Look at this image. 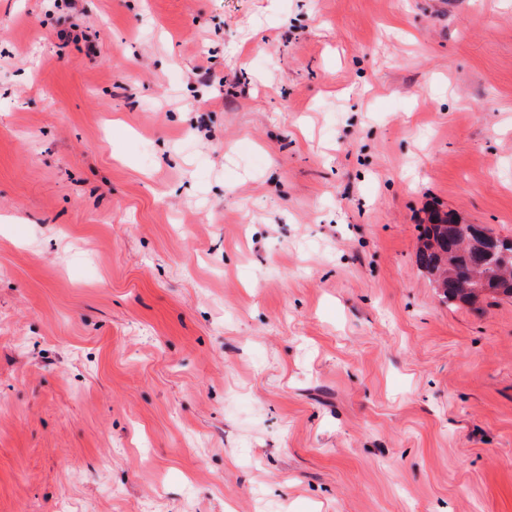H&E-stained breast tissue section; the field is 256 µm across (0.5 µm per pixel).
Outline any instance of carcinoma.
Returning <instances> with one entry per match:
<instances>
[{
  "mask_svg": "<svg viewBox=\"0 0 512 512\" xmlns=\"http://www.w3.org/2000/svg\"><path fill=\"white\" fill-rule=\"evenodd\" d=\"M453 223L448 213L432 215L416 252V263L427 271L440 301L451 307L481 298H512V238H498V251L511 257L502 268L496 261L483 263L471 252L452 248L448 225Z\"/></svg>",
  "mask_w": 512,
  "mask_h": 512,
  "instance_id": "cac0c4a2",
  "label": "carcinoma"
}]
</instances>
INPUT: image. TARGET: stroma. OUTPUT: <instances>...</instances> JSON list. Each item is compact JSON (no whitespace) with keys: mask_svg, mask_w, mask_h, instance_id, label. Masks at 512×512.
Instances as JSON below:
<instances>
[{"mask_svg":"<svg viewBox=\"0 0 512 512\" xmlns=\"http://www.w3.org/2000/svg\"><path fill=\"white\" fill-rule=\"evenodd\" d=\"M46 9L0 0V512H512V298L415 258L512 237V0ZM455 222L448 213L432 215L430 224L424 226L416 252V263L427 271L440 301L451 307L459 303L471 304L480 298H512V238L496 237L498 251L509 255L511 260L506 262L511 267L501 268L499 261L481 263L473 253L488 260L493 258L494 239L486 234H474L466 237L473 253L452 249L448 228L456 227ZM466 290L470 292L464 293Z\"/></svg>","mask_w":512,"mask_h":512,"instance_id":"stroma-1","label":"stroma"}]
</instances>
